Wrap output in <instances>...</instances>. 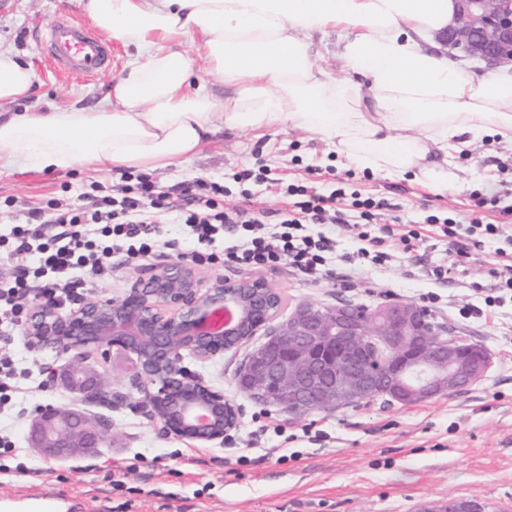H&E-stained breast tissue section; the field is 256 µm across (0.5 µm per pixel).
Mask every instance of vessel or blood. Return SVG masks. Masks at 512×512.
<instances>
[{
  "mask_svg": "<svg viewBox=\"0 0 512 512\" xmlns=\"http://www.w3.org/2000/svg\"><path fill=\"white\" fill-rule=\"evenodd\" d=\"M42 47L65 75L93 78L112 68L109 45L69 12H61L42 33Z\"/></svg>",
  "mask_w": 512,
  "mask_h": 512,
  "instance_id": "vessel-or-blood-1",
  "label": "vessel or blood"
}]
</instances>
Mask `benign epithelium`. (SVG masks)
I'll return each instance as SVG.
<instances>
[{
	"mask_svg": "<svg viewBox=\"0 0 512 512\" xmlns=\"http://www.w3.org/2000/svg\"><path fill=\"white\" fill-rule=\"evenodd\" d=\"M454 24L438 36L450 50L491 67L512 60V0H458ZM281 296L259 277L214 278L201 287L197 268L172 261L135 282L119 299L79 301L66 310L39 300L28 308L23 340L32 352L51 351L64 363L51 368L54 386L77 403L108 409L124 403L107 390L91 361L117 354L136 391L133 407L164 437L224 443L239 412L224 394L182 365L190 356L207 361L234 355L262 326L274 320ZM232 320L208 327L224 310ZM337 304L295 305L270 341L240 369L238 386L269 395L296 412L340 403L368 402L377 392L402 405L462 390L491 367V355L431 323L412 303H380L366 310ZM102 423L92 414L47 404L31 416V441L48 458L67 459L99 447ZM424 512H485L451 498Z\"/></svg>",
	"mask_w": 512,
	"mask_h": 512,
	"instance_id": "obj_1",
	"label": "benign epithelium"
}]
</instances>
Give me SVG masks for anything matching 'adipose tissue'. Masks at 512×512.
Listing matches in <instances>:
<instances>
[{"label": "adipose tissue", "instance_id": "adipose-tissue-1", "mask_svg": "<svg viewBox=\"0 0 512 512\" xmlns=\"http://www.w3.org/2000/svg\"><path fill=\"white\" fill-rule=\"evenodd\" d=\"M95 26L136 54L93 111L0 120V168L77 164L141 173L193 158L218 131L318 135L344 166L443 192L453 160L482 137L512 141V74L479 76L424 41L456 0H87ZM339 34L342 75L321 67L311 32ZM35 75L0 52V102ZM229 87L217 98L211 82Z\"/></svg>", "mask_w": 512, "mask_h": 512}]
</instances>
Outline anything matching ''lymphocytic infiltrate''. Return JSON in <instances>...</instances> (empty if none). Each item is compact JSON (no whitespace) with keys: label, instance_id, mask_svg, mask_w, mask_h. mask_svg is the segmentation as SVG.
I'll return each instance as SVG.
<instances>
[{"label":"lymphocytic infiltrate","instance_id":"1","mask_svg":"<svg viewBox=\"0 0 512 512\" xmlns=\"http://www.w3.org/2000/svg\"><path fill=\"white\" fill-rule=\"evenodd\" d=\"M284 194L288 216L278 221L272 220L270 211L255 208L248 198L239 205L225 206L224 186L216 181H195L176 197L141 175L135 185H117L112 194L80 196L56 217L53 226L17 224L9 235H0V247L16 262L15 274L0 280V309L15 318L33 296L67 300L83 277L110 275L113 258L137 262L161 249L175 251L178 258L191 263L221 261L242 271L272 270L286 264L305 277L326 279L333 274L330 263L336 240L309 234L311 224L357 232L367 243L360 251L362 259L375 266L388 265L394 249L410 254L421 242L420 231L411 227L398 233L387 225L382 235L373 234L372 224L391 208L385 199L349 194L341 188L324 195L297 184L287 185ZM475 206L477 211L466 224L451 217L428 216V223L440 224L452 259L451 264L428 269L432 280L447 281L451 265L467 258L468 242L474 235H503L502 225L484 222L481 211L495 209L502 217H512V204L494 196L476 198ZM174 212L192 248H182L179 239L168 237L164 226ZM227 230L235 232V241L225 246L223 254L212 253L216 238Z\"/></svg>","mask_w":512,"mask_h":512}]
</instances>
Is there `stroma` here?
<instances>
[{
  "instance_id": "1",
  "label": "stroma",
  "mask_w": 512,
  "mask_h": 512,
  "mask_svg": "<svg viewBox=\"0 0 512 512\" xmlns=\"http://www.w3.org/2000/svg\"><path fill=\"white\" fill-rule=\"evenodd\" d=\"M64 9L84 13L80 0H0V51L13 53L35 73L31 96L0 104V114L97 107L121 73L130 51L115 42L111 73L87 82L57 74L40 49L39 28ZM261 166L268 177L310 182L325 195L341 184L365 197L387 199L403 223L422 227L425 234L414 257L396 255L386 268L361 262L358 238L343 234L336 238V278L307 280L285 264L264 272L285 308L305 301L420 306L434 295L438 301L429 315L466 342L485 346L492 355L488 372L462 391L410 407L377 398L296 415L261 402L236 384L242 359L264 340L259 334L235 358L183 360L239 408L240 424L223 444L163 439L129 406H95L92 414L109 426L102 447L52 460L33 448L29 415L41 405H71L72 398L46 384L44 369L56 363L55 354L27 351L17 329L9 342L0 341V355L13 357L25 376L14 408L0 412V428L11 433L15 444L14 452L0 454V505L7 512H25L22 503L30 494L53 499L56 512H420L426 504L451 497L512 512V302L479 319L459 315L462 307L482 305L485 292L493 289L490 270L507 242L483 239L446 284L425 274L448 259L447 238L426 225V217L443 213L465 224L473 197L512 189V143L495 138L477 142L457 158L458 183L443 193L342 166L319 136L298 130L260 138L228 131L203 145L195 158L155 171L152 178L172 189L196 179L218 181L227 190L225 205L239 204L246 190L260 206L282 209L273 188L236 178L242 169ZM121 176L118 169L82 165L56 172L1 167L0 234L25 222L34 208L41 209L43 221H52L79 195L96 186L111 190ZM171 259L167 252L117 265L111 278L85 283L75 293L86 300L121 297L137 279ZM350 270L361 287L344 286L340 275ZM275 425L283 426V435L272 433Z\"/></svg>"
}]
</instances>
